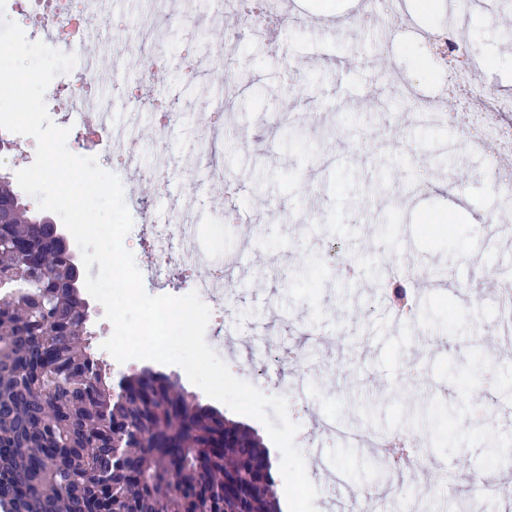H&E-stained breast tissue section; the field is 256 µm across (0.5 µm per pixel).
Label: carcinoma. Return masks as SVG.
<instances>
[{
    "label": "carcinoma",
    "mask_w": 512,
    "mask_h": 512,
    "mask_svg": "<svg viewBox=\"0 0 512 512\" xmlns=\"http://www.w3.org/2000/svg\"><path fill=\"white\" fill-rule=\"evenodd\" d=\"M51 274L0 294V512H281L260 436L152 369L111 376L52 224L4 225Z\"/></svg>",
    "instance_id": "cac0c4a2"
}]
</instances>
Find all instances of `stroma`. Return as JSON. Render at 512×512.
Here are the masks:
<instances>
[{
  "mask_svg": "<svg viewBox=\"0 0 512 512\" xmlns=\"http://www.w3.org/2000/svg\"><path fill=\"white\" fill-rule=\"evenodd\" d=\"M363 0H289L292 16L321 18L316 29L294 27L233 53L221 48L213 18L217 0H194V15L212 38L195 74L183 48L192 31L160 20L155 45L134 40L147 0H101L104 19L79 42L59 43L78 63L50 84V119L68 128V149L112 169L104 137L87 133L73 113L58 110L84 81L85 59L98 61L97 85L117 126L130 128L142 168L167 183L164 193L120 180L147 200L157 226L174 211L194 226L202 253L198 275L225 255L224 360L238 378L269 395L301 388L290 408L296 444L319 493L316 512H443L448 496L463 500L467 480L512 473V461L490 460L484 424L512 442V355L489 301L498 288L485 268L512 270V208L492 190L487 160L468 152L455 126L427 122L419 105H398L394 70L415 84L434 83L437 67L410 34L362 26ZM463 26L484 65L481 82L512 99V0H403L401 24ZM388 41L387 62L376 47ZM160 51L167 64L138 86L141 54ZM237 95L212 138L201 120L220 98L226 69ZM179 112L173 133L155 125V104ZM249 221L227 220L226 209ZM450 214L454 237L429 233L423 218ZM418 295L415 309L394 320L398 280ZM295 347L301 358L256 379L251 361ZM495 377L464 379L475 357ZM447 385V396L437 395ZM404 448L409 437L436 465L453 464L455 483L434 469L396 474L361 432Z\"/></svg>",
  "mask_w": 512,
  "mask_h": 512,
  "instance_id": "stroma-1",
  "label": "stroma"
}]
</instances>
